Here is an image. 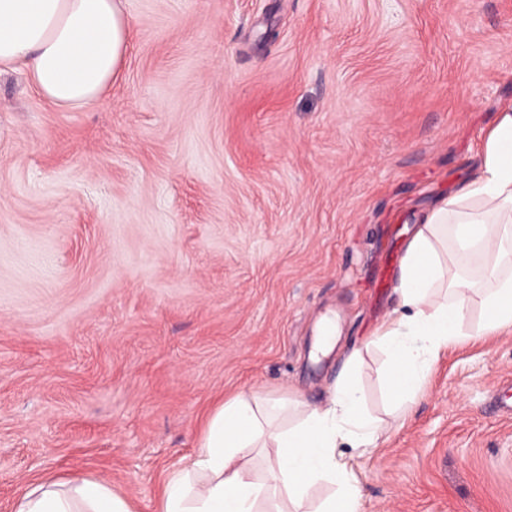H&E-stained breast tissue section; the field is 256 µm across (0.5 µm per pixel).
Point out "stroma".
<instances>
[{
  "label": "stroma",
  "mask_w": 512,
  "mask_h": 512,
  "mask_svg": "<svg viewBox=\"0 0 512 512\" xmlns=\"http://www.w3.org/2000/svg\"><path fill=\"white\" fill-rule=\"evenodd\" d=\"M99 101L0 74V512L73 473L157 512L206 415L244 391L325 400L384 354L407 231L512 105V0H121ZM336 313L333 352L313 361ZM473 295L403 426L346 449L360 512H512V332Z\"/></svg>",
  "instance_id": "1"
}]
</instances>
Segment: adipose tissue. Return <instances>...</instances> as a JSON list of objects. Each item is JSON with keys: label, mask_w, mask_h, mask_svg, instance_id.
<instances>
[{"label": "adipose tissue", "mask_w": 512, "mask_h": 512, "mask_svg": "<svg viewBox=\"0 0 512 512\" xmlns=\"http://www.w3.org/2000/svg\"><path fill=\"white\" fill-rule=\"evenodd\" d=\"M128 32L117 0H0V72L24 68L46 99L84 108L119 73ZM459 256L476 258L487 277L484 332L511 329V106L487 133L479 173L417 224L400 262L399 304L372 335L388 357L386 391L398 416H406L468 318L476 283L451 274L449 263ZM381 431L349 372L324 406L299 396L237 393L214 408L196 456L167 474L160 512H262L275 497L291 503V512H307L321 481L335 491L317 512H359V481L338 448L375 446ZM256 454L267 464L262 478L251 469ZM16 512L134 509L108 483L75 475L61 483H30Z\"/></svg>", "instance_id": "obj_1"}]
</instances>
